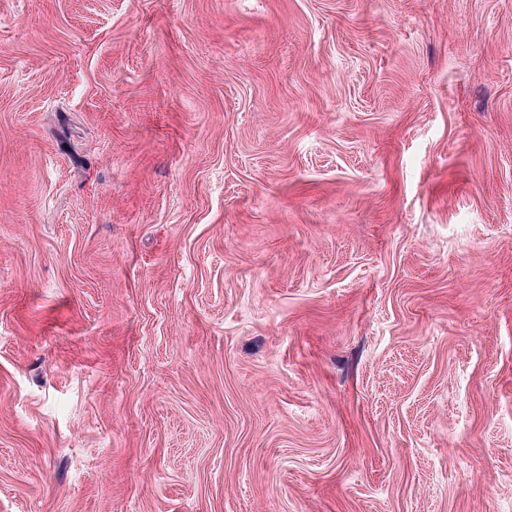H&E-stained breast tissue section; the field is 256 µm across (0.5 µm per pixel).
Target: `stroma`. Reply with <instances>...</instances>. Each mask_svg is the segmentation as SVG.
<instances>
[{"instance_id":"stroma-1","label":"stroma","mask_w":512,"mask_h":512,"mask_svg":"<svg viewBox=\"0 0 512 512\" xmlns=\"http://www.w3.org/2000/svg\"><path fill=\"white\" fill-rule=\"evenodd\" d=\"M0 512H512V0H0Z\"/></svg>"}]
</instances>
